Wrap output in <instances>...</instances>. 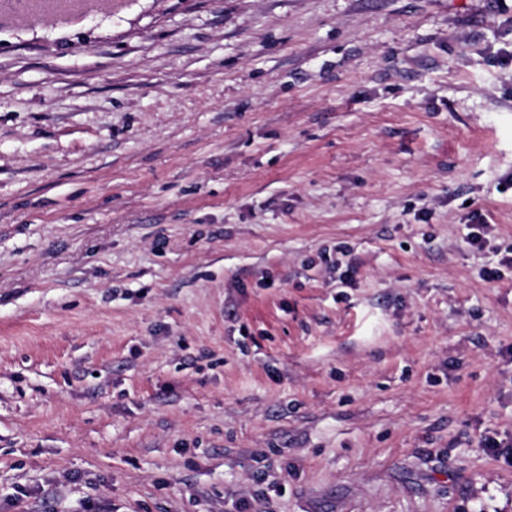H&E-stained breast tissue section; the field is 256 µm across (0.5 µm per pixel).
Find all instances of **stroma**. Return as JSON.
I'll use <instances>...</instances> for the list:
<instances>
[{"label":"stroma","instance_id":"35a3bbf8","mask_svg":"<svg viewBox=\"0 0 512 512\" xmlns=\"http://www.w3.org/2000/svg\"><path fill=\"white\" fill-rule=\"evenodd\" d=\"M510 51L493 0L0 20V512H512Z\"/></svg>","mask_w":512,"mask_h":512}]
</instances>
